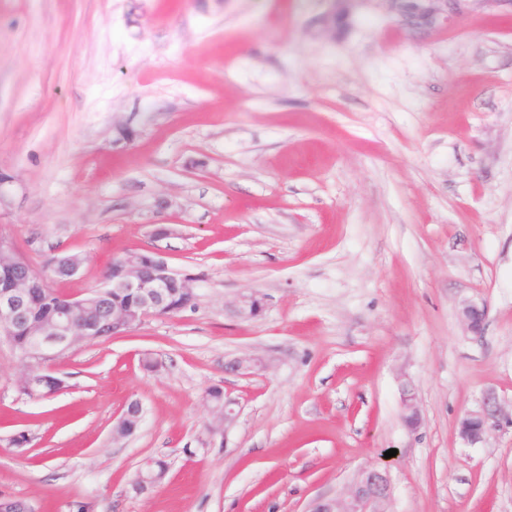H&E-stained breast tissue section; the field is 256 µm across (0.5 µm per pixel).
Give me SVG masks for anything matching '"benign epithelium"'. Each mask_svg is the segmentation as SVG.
Instances as JSON below:
<instances>
[{
	"label": "benign epithelium",
	"mask_w": 512,
	"mask_h": 512,
	"mask_svg": "<svg viewBox=\"0 0 512 512\" xmlns=\"http://www.w3.org/2000/svg\"><path fill=\"white\" fill-rule=\"evenodd\" d=\"M391 7L409 23L425 28H434L448 21V13H464L473 0H389ZM178 275L156 252H132L112 264V280L93 290V297L72 299L68 305L54 311L46 319L35 322L32 318L31 300L35 285L45 288L49 278L34 270L29 262L16 253L13 244L0 236V336L8 342L18 334L29 336L30 341L23 352V379L31 392L39 386L44 361L56 357L78 342L89 339L96 333L94 319L101 311V298L105 289L120 290L136 298V303L125 308L112 304L108 324L112 335L120 336L141 325L151 316L178 313L187 306L173 307L170 304L169 288L172 279ZM263 309L258 294L242 295L236 302V312L250 318ZM486 317V308L476 303H466L460 311L464 330L481 335ZM266 368L257 359L242 355L228 360L224 365L227 372L249 374L255 367ZM403 419L407 427L416 428L420 414L410 386L402 389ZM142 411L136 402L126 404L120 422L137 430ZM512 424V406L505 407L497 395L489 391L482 397L479 408L468 412L458 424L461 439L476 445L487 436L505 425ZM166 471H158L154 463L147 462L131 483V490L137 495L153 491L164 479ZM390 481L388 474L376 468L362 470L346 491L335 498L316 500L309 512H387Z\"/></svg>",
	"instance_id": "obj_1"
}]
</instances>
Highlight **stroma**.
I'll use <instances>...</instances> for the list:
<instances>
[{
	"mask_svg": "<svg viewBox=\"0 0 512 512\" xmlns=\"http://www.w3.org/2000/svg\"><path fill=\"white\" fill-rule=\"evenodd\" d=\"M0 0V234L71 298L160 252L195 308L54 362L21 395L0 340V495L35 512H308L366 467L389 512H512V5L442 31L387 0ZM132 140H125L124 130ZM170 235L158 238L159 226ZM264 300L236 316L243 293ZM487 309L467 334L465 303ZM266 361L230 374L226 359ZM422 424L402 423L401 387ZM238 412L214 428L207 393ZM139 401L136 432L114 440ZM162 483L135 495L150 459ZM512 424V403L505 407L492 392H486L479 408L468 412L458 424L461 439L469 444L482 443L494 431Z\"/></svg>",
	"mask_w": 512,
	"mask_h": 512,
	"instance_id": "35a3bbf8",
	"label": "stroma"
}]
</instances>
